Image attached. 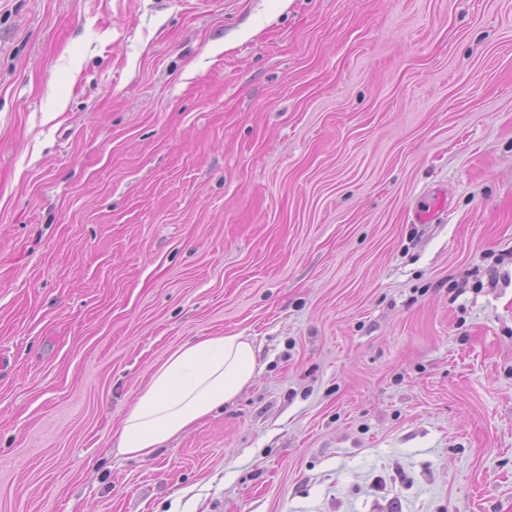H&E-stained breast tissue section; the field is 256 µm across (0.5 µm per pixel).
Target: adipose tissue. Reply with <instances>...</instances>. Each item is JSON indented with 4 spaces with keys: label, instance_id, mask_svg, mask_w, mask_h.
<instances>
[{
    "label": "adipose tissue",
    "instance_id": "adipose-tissue-1",
    "mask_svg": "<svg viewBox=\"0 0 512 512\" xmlns=\"http://www.w3.org/2000/svg\"><path fill=\"white\" fill-rule=\"evenodd\" d=\"M253 345L208 336L176 349L136 397L116 432L120 454L146 459L171 438L232 402L256 377Z\"/></svg>",
    "mask_w": 512,
    "mask_h": 512
}]
</instances>
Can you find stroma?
<instances>
[{"mask_svg": "<svg viewBox=\"0 0 512 512\" xmlns=\"http://www.w3.org/2000/svg\"><path fill=\"white\" fill-rule=\"evenodd\" d=\"M0 352V512H512V0H0ZM243 336H208L176 349L152 375L116 431V448L146 459L171 438L232 402L256 377Z\"/></svg>", "mask_w": 512, "mask_h": 512, "instance_id": "35a3bbf8", "label": "stroma"}]
</instances>
